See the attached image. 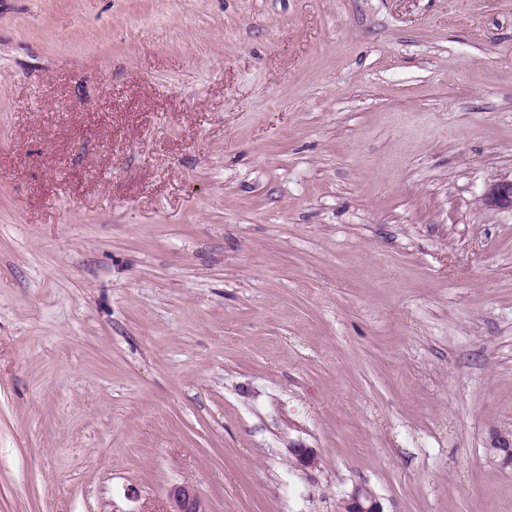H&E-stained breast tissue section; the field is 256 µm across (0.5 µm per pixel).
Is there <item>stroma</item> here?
I'll use <instances>...</instances> for the list:
<instances>
[{
  "label": "stroma",
  "mask_w": 512,
  "mask_h": 512,
  "mask_svg": "<svg viewBox=\"0 0 512 512\" xmlns=\"http://www.w3.org/2000/svg\"><path fill=\"white\" fill-rule=\"evenodd\" d=\"M510 180L512 0H0V512H512ZM482 206L489 210L512 209V181L489 184L480 199ZM488 447L494 451L500 464L512 468V429L492 428L489 432ZM169 510L166 512H208L196 487L189 482H177L167 491ZM342 512H385L380 499L365 485H357L342 502Z\"/></svg>",
  "instance_id": "obj_1"
}]
</instances>
